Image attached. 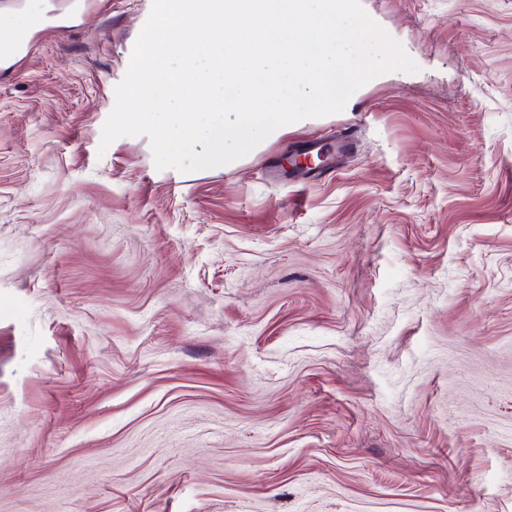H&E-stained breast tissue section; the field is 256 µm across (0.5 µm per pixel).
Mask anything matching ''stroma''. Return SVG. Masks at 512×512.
<instances>
[{
	"label": "stroma",
	"mask_w": 512,
	"mask_h": 512,
	"mask_svg": "<svg viewBox=\"0 0 512 512\" xmlns=\"http://www.w3.org/2000/svg\"><path fill=\"white\" fill-rule=\"evenodd\" d=\"M151 3L0 0V512H512V0L203 173L99 148Z\"/></svg>",
	"instance_id": "stroma-1"
}]
</instances>
